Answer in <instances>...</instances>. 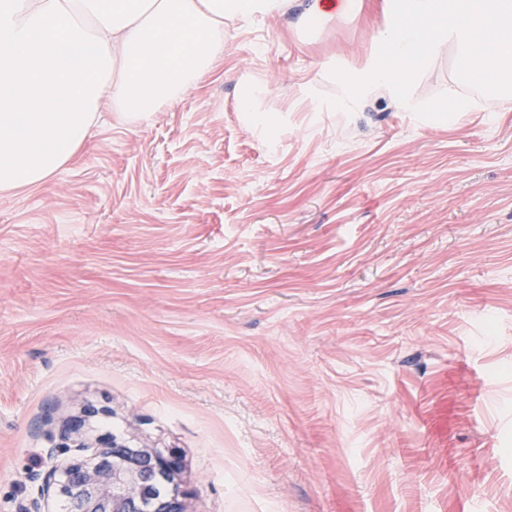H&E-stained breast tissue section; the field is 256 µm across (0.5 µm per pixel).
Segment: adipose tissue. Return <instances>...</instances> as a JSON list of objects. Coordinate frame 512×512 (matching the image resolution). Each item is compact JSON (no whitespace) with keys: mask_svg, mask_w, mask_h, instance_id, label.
Returning <instances> with one entry per match:
<instances>
[{"mask_svg":"<svg viewBox=\"0 0 512 512\" xmlns=\"http://www.w3.org/2000/svg\"><path fill=\"white\" fill-rule=\"evenodd\" d=\"M289 0H0V192L53 178L101 108L133 121L185 95L224 51L225 23Z\"/></svg>","mask_w":512,"mask_h":512,"instance_id":"obj_1","label":"adipose tissue"}]
</instances>
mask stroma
I'll return each instance as SVG.
<instances>
[{
	"label": "stroma",
	"mask_w": 512,
	"mask_h": 512,
	"mask_svg": "<svg viewBox=\"0 0 512 512\" xmlns=\"http://www.w3.org/2000/svg\"><path fill=\"white\" fill-rule=\"evenodd\" d=\"M379 2L225 27L181 99L0 193V512L88 406L180 453L185 512H512V99L336 111ZM330 7L324 0H309L303 13L299 16L296 27L303 31H309L311 25L315 22L321 23L333 17V14L328 12ZM264 93L265 89L260 85L247 86L241 94V111L252 112L254 123L262 127L269 135H273L275 128L272 119L256 108V102Z\"/></svg>",
	"instance_id": "35a3bbf8"
}]
</instances>
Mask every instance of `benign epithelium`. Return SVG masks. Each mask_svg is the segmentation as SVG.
<instances>
[{
	"label": "benign epithelium",
	"mask_w": 512,
	"mask_h": 512,
	"mask_svg": "<svg viewBox=\"0 0 512 512\" xmlns=\"http://www.w3.org/2000/svg\"><path fill=\"white\" fill-rule=\"evenodd\" d=\"M85 419L69 421L62 432V443L49 452L75 451L69 464L57 477V468L46 473L40 495L62 497L69 502V512H184L182 458L173 450L131 446L114 437L100 438L89 455L84 438ZM164 475L171 485L163 499L151 497V482Z\"/></svg>",
	"instance_id": "benign-epithelium-1"
}]
</instances>
